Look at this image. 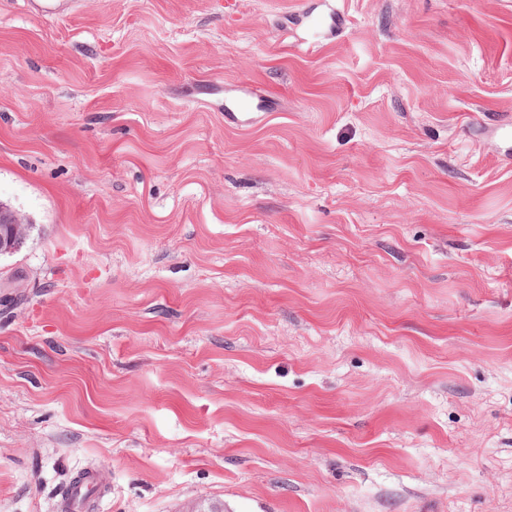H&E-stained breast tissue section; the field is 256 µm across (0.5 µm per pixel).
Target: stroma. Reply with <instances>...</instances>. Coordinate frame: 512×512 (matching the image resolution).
<instances>
[{"instance_id": "obj_1", "label": "stroma", "mask_w": 512, "mask_h": 512, "mask_svg": "<svg viewBox=\"0 0 512 512\" xmlns=\"http://www.w3.org/2000/svg\"><path fill=\"white\" fill-rule=\"evenodd\" d=\"M0 204V512H512V0H0ZM27 222L13 211L0 210V255L18 249L26 236ZM101 485L99 470L90 467L67 485L57 510L59 512H88Z\"/></svg>"}]
</instances>
